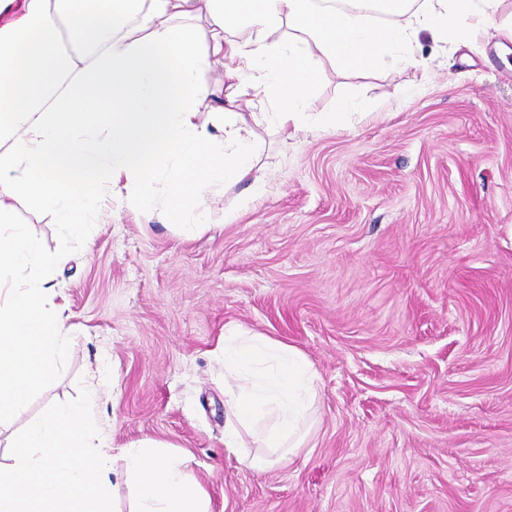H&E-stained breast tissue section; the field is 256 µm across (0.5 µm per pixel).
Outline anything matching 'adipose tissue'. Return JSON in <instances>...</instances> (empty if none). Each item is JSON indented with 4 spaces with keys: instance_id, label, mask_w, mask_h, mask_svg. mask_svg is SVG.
Returning a JSON list of instances; mask_svg holds the SVG:
<instances>
[{
    "instance_id": "adipose-tissue-1",
    "label": "adipose tissue",
    "mask_w": 512,
    "mask_h": 512,
    "mask_svg": "<svg viewBox=\"0 0 512 512\" xmlns=\"http://www.w3.org/2000/svg\"><path fill=\"white\" fill-rule=\"evenodd\" d=\"M0 0V424L59 370L63 324L44 307L61 259L11 218L25 199L72 240L89 237L106 191L127 206L164 204L187 235L213 222L225 186L264 194L254 132L332 126L363 111L344 94L312 114L321 63L414 64L421 33L475 38L499 0ZM224 64V107L201 121L207 79ZM250 95L264 109L244 116ZM317 372L294 345L224 335V446L242 468L287 461L312 411ZM250 434L258 453L243 452Z\"/></svg>"
}]
</instances>
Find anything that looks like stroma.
I'll list each match as a JSON object with an SVG mask.
<instances>
[{
    "mask_svg": "<svg viewBox=\"0 0 512 512\" xmlns=\"http://www.w3.org/2000/svg\"><path fill=\"white\" fill-rule=\"evenodd\" d=\"M512 20L423 36L417 65L324 66L309 99L364 111L324 129L256 130L268 191L228 187L215 227L104 195L91 240L14 202L49 251V302L73 341L6 433L76 396L102 365L114 447L187 456L212 512H512ZM238 328L298 347L315 425L287 463L224 447V356Z\"/></svg>",
    "mask_w": 512,
    "mask_h": 512,
    "instance_id": "obj_1",
    "label": "stroma"
}]
</instances>
